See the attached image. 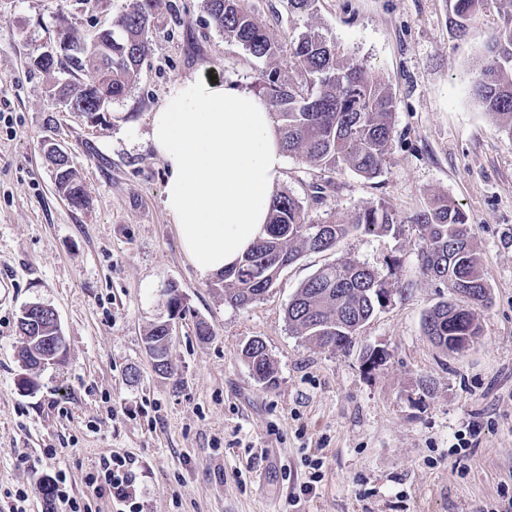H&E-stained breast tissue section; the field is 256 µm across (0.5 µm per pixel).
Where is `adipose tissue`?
Returning <instances> with one entry per match:
<instances>
[{
	"instance_id": "obj_1",
	"label": "adipose tissue",
	"mask_w": 512,
	"mask_h": 512,
	"mask_svg": "<svg viewBox=\"0 0 512 512\" xmlns=\"http://www.w3.org/2000/svg\"><path fill=\"white\" fill-rule=\"evenodd\" d=\"M149 126L181 246L201 276H217L262 234L283 177L271 109L249 89L192 75L170 88Z\"/></svg>"
}]
</instances>
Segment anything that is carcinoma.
Listing matches in <instances>:
<instances>
[{"mask_svg": "<svg viewBox=\"0 0 512 512\" xmlns=\"http://www.w3.org/2000/svg\"><path fill=\"white\" fill-rule=\"evenodd\" d=\"M502 3L503 25L487 43L475 98L512 137V0ZM483 0H448L454 30L462 37L480 11ZM161 0H128L110 29L87 41L68 26L58 37L73 52L51 62L34 60L45 71L66 63L85 81L62 84L59 96L66 106L77 104L92 115L109 108L135 81L150 51L148 38ZM204 8L217 28L236 40L248 55L272 61L288 52L295 60V75L283 78L277 69L261 71L256 92L271 106L284 151L323 170H349L367 179L381 174L393 141L394 100L384 77L362 64L347 63L336 42L307 30L280 40L259 22L249 0H205ZM47 158L53 167L56 189L76 206L87 203L74 161ZM420 232L421 272L449 288L451 298L438 302L424 319L425 334L442 349L458 353L469 336H479L475 309L490 303L488 284L474 249L467 214L448 197H435L411 218ZM401 220L386 202L362 205L343 223L306 222V212L295 198L278 194L265 233L239 263L224 271L217 284L224 301L245 307L260 299L282 270L303 252L332 250L354 233L377 237L394 235ZM380 275L367 265L348 260L319 269L288 303L286 318L292 331L321 348L347 349L360 329L387 303L389 278L397 264H387ZM19 354L28 361L30 336L54 340L45 322L24 332ZM253 377L266 385L276 381V367L263 340L255 337L242 349Z\"/></svg>", "mask_w": 512, "mask_h": 512, "instance_id": "carcinoma-1", "label": "carcinoma"}]
</instances>
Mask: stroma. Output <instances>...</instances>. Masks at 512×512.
<instances>
[{"label":"stroma","instance_id":"obj_1","mask_svg":"<svg viewBox=\"0 0 512 512\" xmlns=\"http://www.w3.org/2000/svg\"><path fill=\"white\" fill-rule=\"evenodd\" d=\"M172 2L178 16H158L135 82L94 124L59 99L65 73L33 61L56 42L59 17L90 39L125 0L96 11L80 0H0V512L22 492L27 512H47L38 485L61 472L85 512H117L89 481L113 452L136 460L141 512H503L512 495V137L470 88L501 24L497 0H484L462 38L447 0H318L310 15L288 0H250L279 36L315 29L334 39L388 81L395 104L378 177L288 154L280 191L313 224L378 201L403 223L394 237L358 234L304 252L245 307L226 303L180 245L149 114L184 77L250 89L269 64L217 29L202 0ZM50 142L74 160L87 207L57 192ZM318 183L327 190L316 202ZM436 196L467 214L491 293L476 310L477 341L459 353L424 333L449 290L421 273L419 231L406 221ZM348 259L381 271L396 261L398 283L349 349L320 348L292 332L285 312L302 283ZM172 285L185 311L160 376L145 336L167 318ZM34 302L56 311L66 354L36 370L26 391L18 318ZM255 336L276 364L273 385L257 382L241 355ZM367 347L386 352L372 370L361 360ZM423 380L433 392L412 405ZM470 428L472 447L451 454ZM313 460L321 478L304 495Z\"/></svg>","mask_w":512,"mask_h":512}]
</instances>
